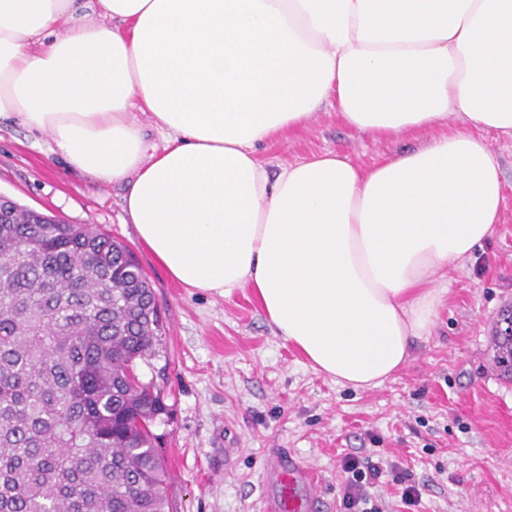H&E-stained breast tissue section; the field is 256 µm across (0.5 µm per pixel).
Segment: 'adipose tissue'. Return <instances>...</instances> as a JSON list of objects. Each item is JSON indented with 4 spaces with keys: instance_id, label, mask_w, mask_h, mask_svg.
Wrapping results in <instances>:
<instances>
[{
    "instance_id": "adipose-tissue-1",
    "label": "adipose tissue",
    "mask_w": 512,
    "mask_h": 512,
    "mask_svg": "<svg viewBox=\"0 0 512 512\" xmlns=\"http://www.w3.org/2000/svg\"><path fill=\"white\" fill-rule=\"evenodd\" d=\"M328 104L375 137L467 126L368 168L328 151L269 174L260 149ZM1 120L123 185L173 280L252 288L315 371L368 389L430 336L434 271L500 219L483 133L512 136V0H0Z\"/></svg>"
}]
</instances>
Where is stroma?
<instances>
[{"label":"stroma","mask_w":512,"mask_h":512,"mask_svg":"<svg viewBox=\"0 0 512 512\" xmlns=\"http://www.w3.org/2000/svg\"><path fill=\"white\" fill-rule=\"evenodd\" d=\"M457 119L379 139L347 127L333 107L303 130L266 144L278 169L337 151L362 167L461 128ZM484 138L504 175L501 221L472 258L439 271L448 295L430 337L381 385L356 390L314 371L275 335L251 289L231 297L171 280L124 223L123 189L96 185L51 154L46 134L0 123V194L127 245L153 284L167 326L168 368L157 379L170 408L157 425L170 512H264L262 462L286 450L316 468L321 512H344L345 455L390 462L371 493L382 512H512V381L490 362L489 336L512 305V137ZM420 503L405 506L397 470Z\"/></svg>","instance_id":"stroma-1"}]
</instances>
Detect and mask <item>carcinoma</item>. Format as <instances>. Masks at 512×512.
<instances>
[{"label": "carcinoma", "mask_w": 512, "mask_h": 512, "mask_svg": "<svg viewBox=\"0 0 512 512\" xmlns=\"http://www.w3.org/2000/svg\"><path fill=\"white\" fill-rule=\"evenodd\" d=\"M0 215V512H166L137 361L167 358L151 281L123 244L6 197ZM512 380V336L491 338Z\"/></svg>", "instance_id": "cac0c4a2"}]
</instances>
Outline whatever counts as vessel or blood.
<instances>
[{
  "label": "vessel or blood",
  "instance_id": "b4317fda",
  "mask_svg": "<svg viewBox=\"0 0 512 512\" xmlns=\"http://www.w3.org/2000/svg\"><path fill=\"white\" fill-rule=\"evenodd\" d=\"M263 476L267 512H318L320 481L304 460L274 452L264 462Z\"/></svg>",
  "mask_w": 512,
  "mask_h": 512
}]
</instances>
